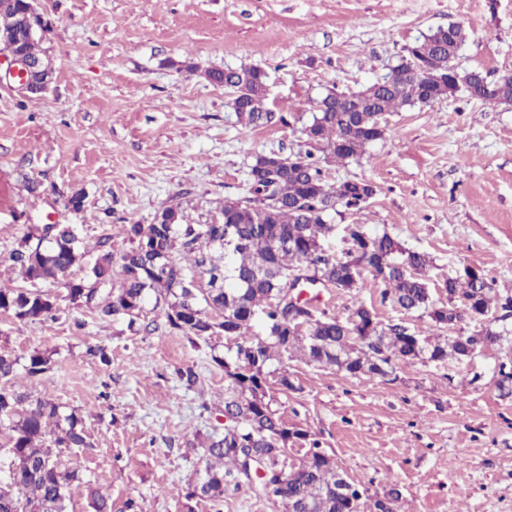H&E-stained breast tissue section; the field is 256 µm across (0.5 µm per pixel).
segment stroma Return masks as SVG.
Here are the masks:
<instances>
[{"mask_svg":"<svg viewBox=\"0 0 512 512\" xmlns=\"http://www.w3.org/2000/svg\"><path fill=\"white\" fill-rule=\"evenodd\" d=\"M48 24L40 46L55 78L39 96L0 82V287L25 282L9 260L27 225L78 224L88 249L122 243L130 224H149L181 204L188 223H208L227 200L249 195L256 155L306 150L302 134L327 90L356 91L386 75L406 46L455 23L468 38L456 63L498 80L512 72V0H37ZM257 65L269 76L277 119L247 128L208 69ZM330 182L367 181L375 196L340 209L338 226L388 233L433 261L443 281L467 267L494 281L493 332L512 337V104L455 94L387 116L382 138L360 160L331 166ZM85 196L72 210L69 197ZM366 281L348 294L321 289L322 308L347 316L375 304L425 336L430 318L398 315ZM84 320L76 329L74 319ZM106 344L111 362L86 354ZM0 346L15 356L51 353L50 371L19 376L21 389L83 420L90 445L64 448L79 467L73 512H90L89 488L112 512L135 500L143 512H210L186 500L204 467L202 440L222 433L223 337L190 344L161 325L135 332L126 320L82 311L17 322L0 313ZM512 349L492 347L447 367L402 364L398 379L349 377L333 368L282 363L297 389L277 397L284 420L315 433L354 482L398 489L400 512H512V395L495 369ZM195 367L186 389L175 368Z\"/></svg>","mask_w":512,"mask_h":512,"instance_id":"1","label":"stroma"}]
</instances>
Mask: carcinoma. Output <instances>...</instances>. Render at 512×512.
<instances>
[{"label":"carcinoma","mask_w":512,"mask_h":512,"mask_svg":"<svg viewBox=\"0 0 512 512\" xmlns=\"http://www.w3.org/2000/svg\"><path fill=\"white\" fill-rule=\"evenodd\" d=\"M32 0H0V46H15L34 60L46 58L40 40H28L23 16ZM467 40L465 29L450 24L404 48L391 67L393 80H376L357 92L328 90L315 102L308 124L317 147L290 164L278 165L274 180L263 174L278 155H258L250 167V193L272 194V203L255 207L246 201H226L218 222L187 224L180 205L169 206L151 224L125 229L128 246L118 249L112 239L98 242L99 253L87 259L76 224H29L10 255L29 288H0V311L20 322L56 320L64 301L87 309L100 321L123 318L136 331L152 332L162 316L196 344L222 333L234 341V351L212 357L224 371L221 415L233 421L224 432L204 443L205 465L190 485L187 499H205L221 512L224 495L248 487L268 501L275 512H361L363 504L336 500L343 468L336 467L319 446L315 434L301 436L297 463L287 465L294 442L288 423L273 407V389L297 387L288 374L275 375L274 363L297 359L317 368H335L351 377L395 374L410 361L443 362L471 357L504 337L482 326L455 336H421L405 322L378 320L372 307L358 304L342 318L318 309L307 299L301 309L309 317L304 332L288 334V296L303 270L314 268L310 283L320 282L343 292L364 285V276L383 285L381 302L407 313L429 316L439 325L459 322L461 299L490 306L495 288L483 271L471 279L444 280L446 301L433 298L422 278L432 260L404 247L387 233L361 241L363 228L350 224L357 247L343 256L325 248L336 233L332 215L350 207L357 182L330 185L324 170L364 155L381 137L377 121L406 106L425 104L445 95L432 81L410 76L406 57H420L432 77L453 66ZM466 85L461 93L484 103L512 101V75L489 82L477 70L460 71ZM206 77L235 89L234 112L246 127L271 122L263 106L265 77L255 67L212 69ZM85 270L82 277L74 268ZM208 276V287H195L196 275ZM261 323L263 335L251 333ZM51 368L48 354L35 350L25 363L0 349V512H67L72 486L81 481L79 469L63 462L58 448H89L82 421L62 416L59 406L17 388L18 370L34 378ZM263 474L256 472V467Z\"/></svg>","instance_id":"obj_1"}]
</instances>
